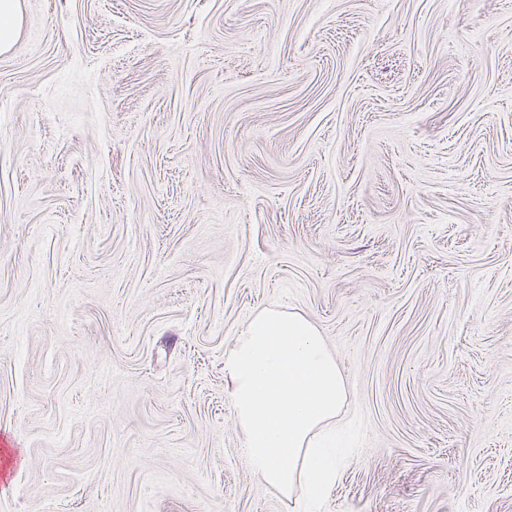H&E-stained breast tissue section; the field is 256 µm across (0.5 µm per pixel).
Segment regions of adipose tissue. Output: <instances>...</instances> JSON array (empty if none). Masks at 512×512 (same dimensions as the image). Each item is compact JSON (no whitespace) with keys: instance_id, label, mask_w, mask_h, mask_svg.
<instances>
[{"instance_id":"adipose-tissue-1","label":"adipose tissue","mask_w":512,"mask_h":512,"mask_svg":"<svg viewBox=\"0 0 512 512\" xmlns=\"http://www.w3.org/2000/svg\"><path fill=\"white\" fill-rule=\"evenodd\" d=\"M224 377L252 472L315 512L335 483L345 379L315 325L265 308L224 352Z\"/></svg>"}]
</instances>
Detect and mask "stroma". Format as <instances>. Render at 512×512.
I'll return each instance as SVG.
<instances>
[{"label":"stroma","instance_id":"35a3bbf8","mask_svg":"<svg viewBox=\"0 0 512 512\" xmlns=\"http://www.w3.org/2000/svg\"><path fill=\"white\" fill-rule=\"evenodd\" d=\"M0 512H290L224 351L313 322L317 512H512V0H20Z\"/></svg>","mask_w":512,"mask_h":512}]
</instances>
